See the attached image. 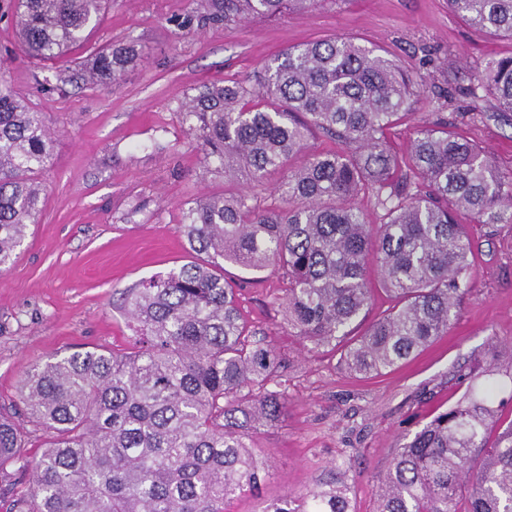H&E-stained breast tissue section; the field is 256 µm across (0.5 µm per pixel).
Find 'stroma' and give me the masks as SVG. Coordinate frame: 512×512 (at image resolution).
Segmentation results:
<instances>
[{"label": "stroma", "instance_id": "1", "mask_svg": "<svg viewBox=\"0 0 512 512\" xmlns=\"http://www.w3.org/2000/svg\"><path fill=\"white\" fill-rule=\"evenodd\" d=\"M190 0H112L80 55L134 43L144 57L116 86L70 82L69 61L28 59L0 0V79L43 112L53 160L37 222L13 264L0 273V410L21 412L18 386L38 362L75 350H122L132 326L121 308L126 288L182 265L176 226L186 205L234 194L239 182L204 179L201 152L186 132L178 101L213 82L255 86L282 50L331 37L384 51L418 83L407 118L389 131L396 151L414 133L449 121L512 174V113L497 110L477 72L512 56V40L474 33L447 0H320L305 12L251 16L203 31L182 30ZM475 287L446 336L380 375L356 376L340 351L314 348L284 324L278 273L242 285L248 327L281 355L288 387L284 417L253 436L268 477L259 494L230 502V512L305 493L329 477L347 487L353 512H374L378 477L404 435L414 433L466 391L464 378L492 340L512 341V226L471 227Z\"/></svg>", "mask_w": 512, "mask_h": 512}]
</instances>
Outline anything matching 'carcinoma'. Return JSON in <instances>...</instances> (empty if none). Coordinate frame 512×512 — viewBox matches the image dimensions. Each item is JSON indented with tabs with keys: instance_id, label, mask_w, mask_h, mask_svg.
I'll return each mask as SVG.
<instances>
[{
	"instance_id": "obj_1",
	"label": "carcinoma",
	"mask_w": 512,
	"mask_h": 512,
	"mask_svg": "<svg viewBox=\"0 0 512 512\" xmlns=\"http://www.w3.org/2000/svg\"><path fill=\"white\" fill-rule=\"evenodd\" d=\"M319 0H192L178 26L203 30L251 14L301 11ZM108 0H15L21 45L59 60L84 43ZM478 32L512 39V0H448ZM142 57L136 46L101 49L86 84L118 83ZM479 82L512 112V57L486 62ZM417 87L390 59L333 37L290 48L256 88L206 84L179 101L187 134L210 173L243 180L236 195L193 202L177 225L193 260L124 293L135 325L126 350L94 349L37 363L19 388L28 419L46 439L37 461L20 453L23 429L0 413V469L31 468L12 512H227L256 492L265 462L252 431L283 415L287 387L273 346L243 322L238 285L224 264L272 268L286 281L284 323L314 347L343 349L346 369L379 374L448 333L472 290L479 224H512V176L487 151L442 122L410 141L409 164L386 141ZM318 130L340 145L308 151ZM299 154L305 162L290 160ZM53 155L44 114L0 83V270L40 211ZM281 172L282 204L262 203ZM382 210L370 224L357 206ZM378 281L390 307L359 334ZM499 370L469 384L450 408L396 448L378 479L377 512H512V419L497 400ZM501 428L495 441L490 432ZM261 512H350L345 489L323 483Z\"/></svg>"
}]
</instances>
